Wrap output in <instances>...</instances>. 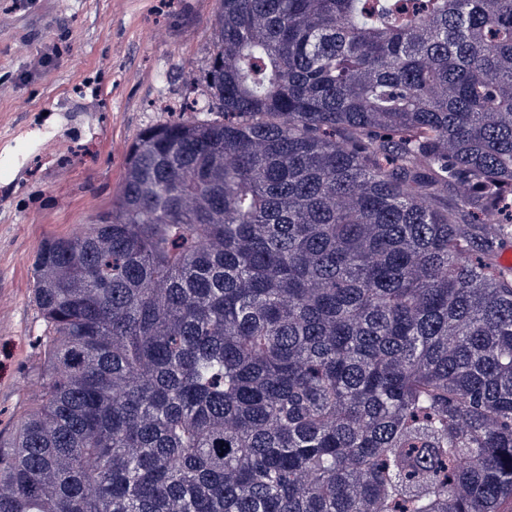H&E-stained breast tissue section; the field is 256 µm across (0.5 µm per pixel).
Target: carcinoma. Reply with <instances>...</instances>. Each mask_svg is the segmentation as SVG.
<instances>
[{
	"label": "carcinoma",
	"mask_w": 512,
	"mask_h": 512,
	"mask_svg": "<svg viewBox=\"0 0 512 512\" xmlns=\"http://www.w3.org/2000/svg\"><path fill=\"white\" fill-rule=\"evenodd\" d=\"M207 103L32 263L0 512L512 501V0H218Z\"/></svg>",
	"instance_id": "obj_1"
}]
</instances>
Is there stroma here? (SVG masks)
<instances>
[{"label":"stroma","mask_w":512,"mask_h":512,"mask_svg":"<svg viewBox=\"0 0 512 512\" xmlns=\"http://www.w3.org/2000/svg\"><path fill=\"white\" fill-rule=\"evenodd\" d=\"M216 0H0V435L32 405V258L111 209L128 146L202 85Z\"/></svg>","instance_id":"stroma-1"}]
</instances>
